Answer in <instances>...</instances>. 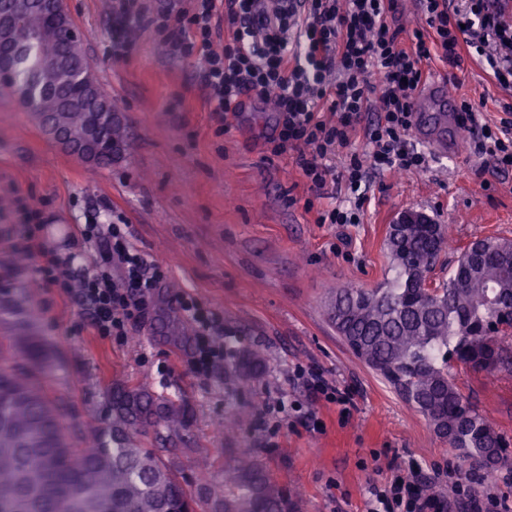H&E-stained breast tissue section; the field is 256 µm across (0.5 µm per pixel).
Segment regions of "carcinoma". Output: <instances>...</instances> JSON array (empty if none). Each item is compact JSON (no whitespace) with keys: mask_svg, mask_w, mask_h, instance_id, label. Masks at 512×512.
I'll list each match as a JSON object with an SVG mask.
<instances>
[{"mask_svg":"<svg viewBox=\"0 0 512 512\" xmlns=\"http://www.w3.org/2000/svg\"><path fill=\"white\" fill-rule=\"evenodd\" d=\"M16 39L25 43L28 64L4 91L15 96L37 126L45 121L73 136L89 122L99 125L103 149L91 170L112 165L127 141L125 125L107 118L112 101L94 115L61 105L87 67L84 54L64 31L49 26L29 9L19 13ZM69 56L77 67L50 72L49 61ZM388 254L394 276L376 288H338L326 302L328 320L351 353L383 378L420 412L437 436L464 450L463 459L485 469L512 467V456L488 418L473 409L451 370L492 373L512 369V240L487 238L471 243L448 274L430 276L446 246L444 225H392ZM13 318V336L0 342V512H189L196 505L182 482L132 432L139 424H174L177 417L132 394L135 409L112 407V427H90L74 437L56 435L58 405L44 383L51 361L34 327L32 307L0 306ZM262 367L257 351L237 354L232 366L246 381ZM73 458L81 470L72 495L60 499V463ZM200 491L219 512H297V503L251 453L224 460V480L204 482Z\"/></svg>","mask_w":512,"mask_h":512,"instance_id":"1","label":"carcinoma"}]
</instances>
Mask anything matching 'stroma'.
<instances>
[{"label": "stroma", "mask_w": 512, "mask_h": 512, "mask_svg": "<svg viewBox=\"0 0 512 512\" xmlns=\"http://www.w3.org/2000/svg\"><path fill=\"white\" fill-rule=\"evenodd\" d=\"M116 3L66 0L97 81L128 129L111 166L90 171L0 94V196L37 209L50 245L71 241L77 224H125L140 251L167 265V287L121 343L97 335L77 300L59 289L42 286L25 298L33 265L13 267L19 229L13 209L0 210V298L29 301L40 312L35 334L50 356L47 381L64 432L111 426L113 394L144 392L179 423L148 428L141 444L156 449L193 492L203 480L223 478L230 448L250 449L275 481L296 489L298 512H367L369 485L412 466L447 492L461 450L351 354L325 302L336 289L391 278L384 240L404 210L425 212L452 239L432 274L436 282L472 241L512 239V169L478 157L467 131L455 130L444 150L414 133L410 145L428 156L424 172H376L361 223H316L331 201L312 198L291 158L269 156L272 112L257 109L223 125L201 82L202 57L169 54L146 18L130 19V44L115 51ZM437 71L455 100L481 103L487 122L512 102L474 60ZM179 293L223 316L236 350H260L263 372L243 387L230 371L192 375L194 328L175 306ZM299 366L321 372L349 404L311 403L291 378ZM454 377L512 444V373L458 370ZM281 397L312 409L315 423L292 411L278 428L253 430L256 411ZM234 414L243 417L237 431H217Z\"/></svg>", "instance_id": "1"}]
</instances>
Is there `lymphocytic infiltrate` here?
I'll list each match as a JSON object with an SVG mask.
<instances>
[{"instance_id":"lymphocytic-infiltrate-1","label":"lymphocytic infiltrate","mask_w":512,"mask_h":512,"mask_svg":"<svg viewBox=\"0 0 512 512\" xmlns=\"http://www.w3.org/2000/svg\"><path fill=\"white\" fill-rule=\"evenodd\" d=\"M426 27L405 45L393 19L397 0H190L177 16L158 15V30L176 55L202 54L201 81L221 121L247 108L271 106L275 123L269 152L291 156L311 191L343 189L337 205L319 210L320 224L361 221L373 173L394 169L413 174L426 169L425 153L408 145L419 86L433 73V60L457 65L462 57L482 64L496 84L512 92V17L504 0H419ZM224 29L216 46L215 29ZM377 113L363 125L365 113ZM459 126L476 133L477 153L499 168H512V113L494 126L480 119L476 105L461 102ZM364 135V154L348 153L353 137ZM344 155L342 167L332 164ZM23 230L13 244L34 262L46 287L76 294L100 336L123 340L131 325L144 322L154 295L165 287V264L133 246L121 224H82L80 243L98 257L81 269L46 246L37 210L18 203ZM178 310L196 326L189 367L211 377L232 354L224 342V320L197 299L180 294ZM484 512L497 500L457 477L447 494H437L419 470L369 488V512H456L460 501Z\"/></svg>"}]
</instances>
